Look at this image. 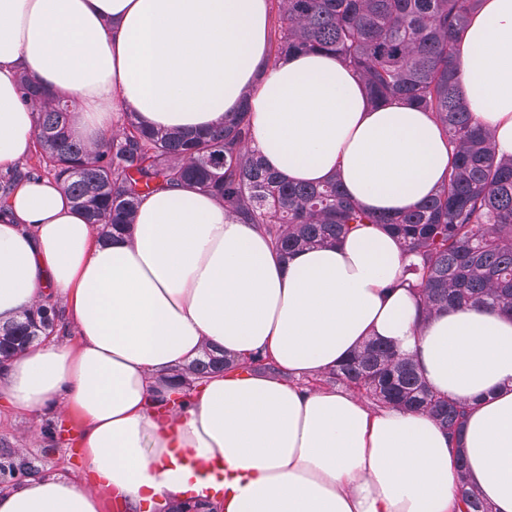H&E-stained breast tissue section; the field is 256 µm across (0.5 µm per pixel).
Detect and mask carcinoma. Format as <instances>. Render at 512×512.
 I'll return each instance as SVG.
<instances>
[{
    "label": "carcinoma",
    "mask_w": 512,
    "mask_h": 512,
    "mask_svg": "<svg viewBox=\"0 0 512 512\" xmlns=\"http://www.w3.org/2000/svg\"><path fill=\"white\" fill-rule=\"evenodd\" d=\"M481 0H273L272 62L291 54L326 52L357 72L373 105L403 99L430 113L448 139V175L422 205L375 216L343 192L336 178L319 184L284 181L249 147L252 126L242 110L222 126L186 134L146 129L132 117L106 141L90 146L70 127L72 104L28 78L21 98L36 113L38 162L0 177V205L15 182L52 176L100 234L134 223L140 197L190 185L215 196L245 224H257L282 255L338 241L364 224L393 233L413 258L405 283L421 303L423 319L468 307L512 313V157L499 158L494 132L479 125L461 102L452 36ZM53 303L25 310L0 326V363L51 335ZM273 370L261 357L247 364L204 351L177 373L189 387L213 368ZM325 381L372 405L425 413L461 433L469 407L434 392L412 360L370 339ZM34 468L11 451L0 453V476L22 479ZM465 512H492L458 473Z\"/></svg>",
    "instance_id": "cac0c4a2"
}]
</instances>
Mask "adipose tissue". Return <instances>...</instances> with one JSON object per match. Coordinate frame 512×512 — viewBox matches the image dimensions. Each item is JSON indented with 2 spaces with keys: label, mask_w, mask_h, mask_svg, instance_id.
I'll return each instance as SVG.
<instances>
[{
  "label": "adipose tissue",
  "mask_w": 512,
  "mask_h": 512,
  "mask_svg": "<svg viewBox=\"0 0 512 512\" xmlns=\"http://www.w3.org/2000/svg\"><path fill=\"white\" fill-rule=\"evenodd\" d=\"M270 21V0H0V167L34 148L27 74L74 102L71 128L91 143L121 112L196 132L245 105L252 149L285 180L339 176L377 215L429 199L448 173L431 114L371 107L330 54L270 64ZM455 57L461 97L512 157V0H483ZM405 264L370 225L280 256L191 187L143 196L105 239L58 181H20L0 208V324L51 302L62 332L0 366V400L38 418L73 411L84 471L0 489V512H100L102 491L167 512L215 485L223 512H455L461 458L493 512H512V317L422 321ZM370 337L470 404L460 444L426 414L320 384ZM207 347L273 369L215 372L175 402L173 375Z\"/></svg>",
  "instance_id": "obj_1"
}]
</instances>
